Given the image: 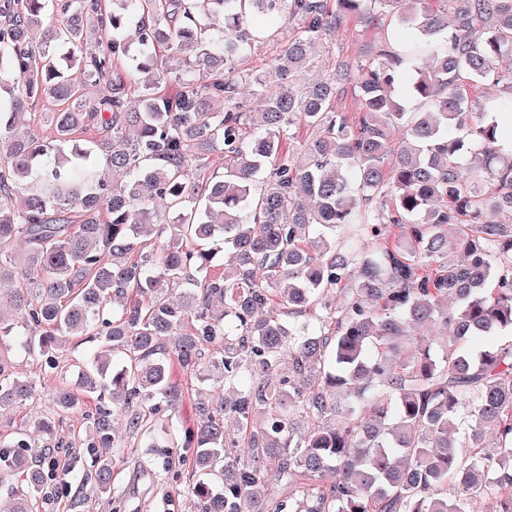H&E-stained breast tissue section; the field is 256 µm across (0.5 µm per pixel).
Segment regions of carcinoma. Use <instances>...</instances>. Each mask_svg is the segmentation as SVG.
Wrapping results in <instances>:
<instances>
[{"instance_id": "cac0c4a2", "label": "carcinoma", "mask_w": 512, "mask_h": 512, "mask_svg": "<svg viewBox=\"0 0 512 512\" xmlns=\"http://www.w3.org/2000/svg\"><path fill=\"white\" fill-rule=\"evenodd\" d=\"M380 15L410 40L336 54ZM263 17L296 31L243 68ZM506 59L512 0H0V336L59 377L68 338L112 352L0 428V512L59 478L121 498L124 436L188 449L198 512H512ZM176 369L210 394L150 425L184 403ZM35 388L0 344V410ZM85 398L88 469L49 452Z\"/></svg>"}]
</instances>
